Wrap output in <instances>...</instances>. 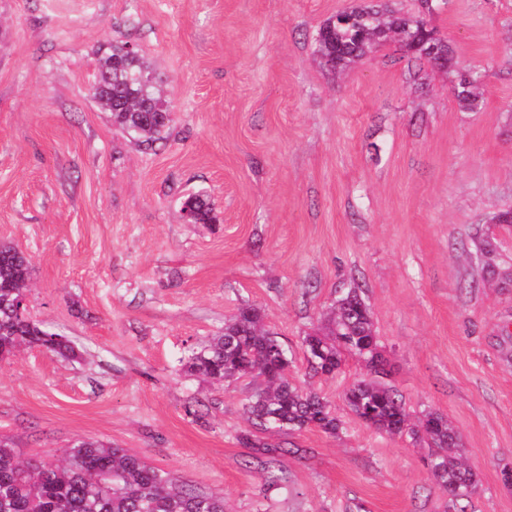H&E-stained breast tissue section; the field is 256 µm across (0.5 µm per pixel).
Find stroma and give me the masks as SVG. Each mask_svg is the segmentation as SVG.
<instances>
[{"instance_id": "obj_1", "label": "stroma", "mask_w": 512, "mask_h": 512, "mask_svg": "<svg viewBox=\"0 0 512 512\" xmlns=\"http://www.w3.org/2000/svg\"><path fill=\"white\" fill-rule=\"evenodd\" d=\"M354 0H0V243L31 263L29 314L82 352L0 362V439L23 461L73 441L129 449L227 512H447L426 445L369 427L344 400L347 358L311 375L302 342L359 286L412 418L457 430L478 484L468 512H512V0H447L433 18L483 78L410 76L385 44L344 73L314 31ZM137 44L175 121L152 149L90 92L100 47ZM206 194L212 224L184 199ZM260 310L288 378L341 423L260 432L285 448L269 486L238 438L258 381L210 383L192 351Z\"/></svg>"}]
</instances>
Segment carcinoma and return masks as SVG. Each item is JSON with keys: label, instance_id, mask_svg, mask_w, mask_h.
I'll return each mask as SVG.
<instances>
[{"label": "carcinoma", "instance_id": "carcinoma-1", "mask_svg": "<svg viewBox=\"0 0 512 512\" xmlns=\"http://www.w3.org/2000/svg\"><path fill=\"white\" fill-rule=\"evenodd\" d=\"M418 26L413 14L395 9L377 10L368 5L343 9L316 30L314 41L322 66L334 75L362 60L378 46L392 41L401 57L416 65L427 64L441 71L459 72L454 51L446 43L439 60L423 55L417 42ZM127 41L112 44L97 61L91 84L93 98L111 114L112 123L131 135L139 145L153 147L166 139L173 122L172 106L163 95L149 64L139 54L130 57ZM481 76L470 72L466 82L455 81L451 94L460 108L476 112L481 105ZM184 204L197 210L199 222L214 220L213 208L202 194H191ZM30 263L16 248L0 244V360H7L23 347H39L64 358L79 352L70 340L57 341L31 317L17 313L19 299L26 297ZM375 337L369 307L358 289L350 288L337 301L330 334L303 338L304 351L318 355L320 366L340 372L350 355L370 367L383 358L380 347L366 352L360 343ZM289 364L288 353L265 329L260 311L241 308L224 325V333L192 352L187 371L216 382L255 375L263 386L244 404V413L263 428L300 431L310 427L336 433L340 423L328 401L318 393L303 390L283 373L270 374L274 362ZM355 415L371 412L368 425L389 435L426 438L436 447L430 472L448 492V510L466 512L462 502L471 496L475 475L458 462L460 439L448 419L429 412L432 425L417 429L411 424L404 402L391 386L363 380L345 392ZM245 446L255 450L257 465L268 480H282V448L261 442L250 432L240 435ZM0 512H224V498L199 492L178 476L148 464L125 448L80 440L57 462H20L5 440H0Z\"/></svg>", "mask_w": 512, "mask_h": 512}]
</instances>
